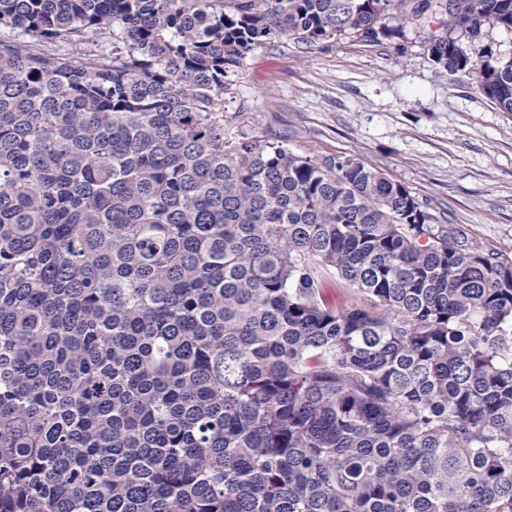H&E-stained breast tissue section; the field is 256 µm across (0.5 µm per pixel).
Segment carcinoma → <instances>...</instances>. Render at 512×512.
<instances>
[{
  "label": "carcinoma",
  "mask_w": 512,
  "mask_h": 512,
  "mask_svg": "<svg viewBox=\"0 0 512 512\" xmlns=\"http://www.w3.org/2000/svg\"><path fill=\"white\" fill-rule=\"evenodd\" d=\"M390 14L512 113V0H0V512H512V259L224 113ZM466 41L472 60L478 63L486 59L483 55L487 51L493 54L512 52V34L500 27L485 26L476 38Z\"/></svg>",
  "instance_id": "obj_1"
}]
</instances>
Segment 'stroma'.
<instances>
[{
	"label": "stroma",
	"instance_id": "1",
	"mask_svg": "<svg viewBox=\"0 0 512 512\" xmlns=\"http://www.w3.org/2000/svg\"><path fill=\"white\" fill-rule=\"evenodd\" d=\"M440 29L409 23L375 43L273 38L227 79L224 110L302 156L362 160L512 258V113L432 60L429 34Z\"/></svg>",
	"mask_w": 512,
	"mask_h": 512
}]
</instances>
